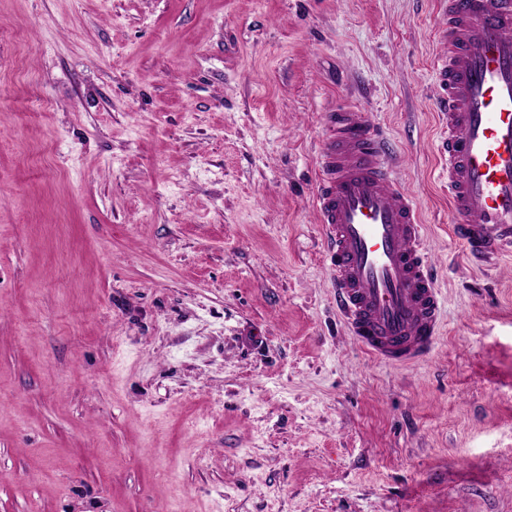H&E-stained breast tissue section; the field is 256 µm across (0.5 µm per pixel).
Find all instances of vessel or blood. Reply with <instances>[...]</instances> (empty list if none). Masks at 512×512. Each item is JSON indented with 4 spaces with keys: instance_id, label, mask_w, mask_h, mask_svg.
<instances>
[{
    "instance_id": "obj_1",
    "label": "vessel or blood",
    "mask_w": 512,
    "mask_h": 512,
    "mask_svg": "<svg viewBox=\"0 0 512 512\" xmlns=\"http://www.w3.org/2000/svg\"><path fill=\"white\" fill-rule=\"evenodd\" d=\"M437 107L452 235L476 264L512 253V0H436ZM314 206L328 247L336 308L370 357L419 363L442 313L425 226L400 187L379 125L354 106L327 113Z\"/></svg>"
}]
</instances>
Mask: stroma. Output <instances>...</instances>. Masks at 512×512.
I'll list each match as a JSON object with an SVG mask.
<instances>
[{
  "instance_id": "1",
  "label": "stroma",
  "mask_w": 512,
  "mask_h": 512,
  "mask_svg": "<svg viewBox=\"0 0 512 512\" xmlns=\"http://www.w3.org/2000/svg\"><path fill=\"white\" fill-rule=\"evenodd\" d=\"M435 0H0V512H512V256L436 153ZM392 137L445 314L372 359L312 206Z\"/></svg>"
}]
</instances>
